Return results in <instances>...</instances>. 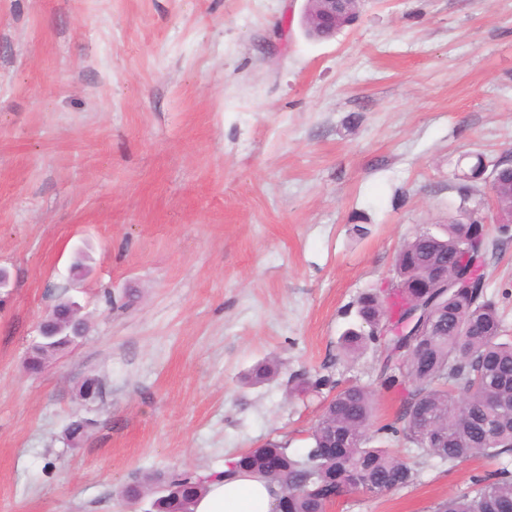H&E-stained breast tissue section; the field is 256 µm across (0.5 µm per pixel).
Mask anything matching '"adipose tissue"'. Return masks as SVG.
Returning <instances> with one entry per match:
<instances>
[{
	"label": "adipose tissue",
	"instance_id": "ef3b65f1",
	"mask_svg": "<svg viewBox=\"0 0 512 512\" xmlns=\"http://www.w3.org/2000/svg\"><path fill=\"white\" fill-rule=\"evenodd\" d=\"M192 512H276V501L264 480L238 473L208 480Z\"/></svg>",
	"mask_w": 512,
	"mask_h": 512
}]
</instances>
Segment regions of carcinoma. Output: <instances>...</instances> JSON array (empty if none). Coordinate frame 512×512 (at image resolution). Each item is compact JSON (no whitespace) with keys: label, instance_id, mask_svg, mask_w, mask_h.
<instances>
[{"label":"carcinoma","instance_id":"obj_1","mask_svg":"<svg viewBox=\"0 0 512 512\" xmlns=\"http://www.w3.org/2000/svg\"><path fill=\"white\" fill-rule=\"evenodd\" d=\"M490 185L506 234L512 229V160L494 164ZM469 214L464 209L448 216L440 234L423 230L407 239L396 255L394 288L361 294L357 321L340 337V349L352 361L371 344L381 347L377 377L385 388L399 387L397 421L376 424L374 393L365 386L340 388L326 375L302 378L290 395L324 396L310 447L290 452L267 440L220 475L246 469L276 485L284 512H325L334 498L358 486L381 495L415 483L418 471L385 445L391 438L401 436L451 465L512 453V337L503 334L498 307L487 296L486 275L487 258L502 241L488 238L483 218L469 221ZM437 266L462 277L464 287H412ZM412 303L426 312L414 336L398 332ZM78 341L74 326L59 325L55 335L29 348L27 371L41 373L49 356ZM277 373L276 360L267 359L248 379L263 384ZM88 427L86 419L74 417L68 441L78 443ZM204 483L195 471L149 474L127 485L123 496L136 502L148 491L151 512H190ZM433 512H512V472L503 467L476 477L472 492L448 496Z\"/></svg>","mask_w":512,"mask_h":512}]
</instances>
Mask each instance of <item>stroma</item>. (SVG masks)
Here are the masks:
<instances>
[{
  "label": "stroma",
  "instance_id": "obj_1",
  "mask_svg": "<svg viewBox=\"0 0 512 512\" xmlns=\"http://www.w3.org/2000/svg\"><path fill=\"white\" fill-rule=\"evenodd\" d=\"M305 8L0 0V512H147L122 496L144 473L304 451L322 401L291 399L295 374L368 386L395 421L378 348L337 341L404 241L462 207L476 159L512 158V0H361L327 41ZM488 293L512 336V238ZM64 295L87 334L31 375ZM268 358L278 375L248 385ZM392 447L418 482L329 512H429L499 466Z\"/></svg>",
  "mask_w": 512,
  "mask_h": 512
}]
</instances>
